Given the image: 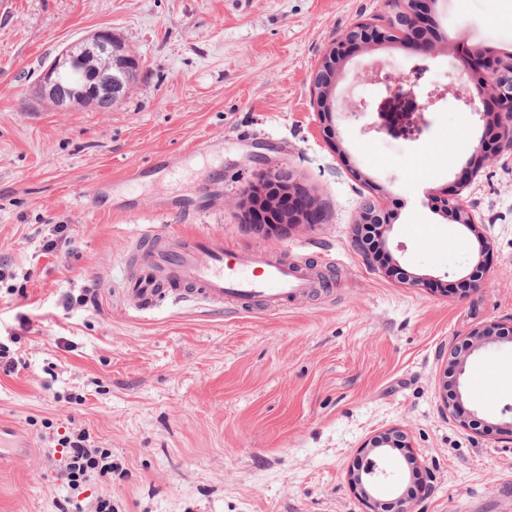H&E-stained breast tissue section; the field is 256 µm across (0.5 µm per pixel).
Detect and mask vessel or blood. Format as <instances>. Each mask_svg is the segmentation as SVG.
<instances>
[{"label": "vessel or blood", "mask_w": 512, "mask_h": 512, "mask_svg": "<svg viewBox=\"0 0 512 512\" xmlns=\"http://www.w3.org/2000/svg\"><path fill=\"white\" fill-rule=\"evenodd\" d=\"M122 293L126 307L153 310L168 299L212 308L259 304L271 312L312 287L309 276L282 255L225 245L223 237L191 233L171 239L153 225Z\"/></svg>", "instance_id": "obj_1"}]
</instances>
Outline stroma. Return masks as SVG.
<instances>
[{
  "label": "stroma",
  "mask_w": 512,
  "mask_h": 512,
  "mask_svg": "<svg viewBox=\"0 0 512 512\" xmlns=\"http://www.w3.org/2000/svg\"><path fill=\"white\" fill-rule=\"evenodd\" d=\"M448 47L395 43L354 55L336 86L339 148L322 132L313 77L359 22L388 25V0H0V336L18 372H0V512H366L349 481L364 445L392 428L381 501L428 474L415 512H503L512 437L465 428L443 407L452 349L475 328L512 320V148L467 174L486 128L466 104L463 54L512 59V0H439ZM111 30L139 66L123 99L62 111L33 95L68 44ZM443 100L428 105L434 88ZM291 172L319 224L266 232L241 221L242 191L265 170ZM396 219L387 248L403 268L369 264L355 241L376 187ZM457 191L477 234L443 219L430 195ZM51 224L69 227L43 253ZM288 251L321 278L281 310L166 302L125 310L120 290L145 225ZM475 288L413 285L473 269ZM93 288L98 307L79 304ZM72 303H65V295ZM466 407L512 405V344L470 356ZM108 449L111 482L58 479L62 432Z\"/></svg>",
  "instance_id": "stroma-1"
}]
</instances>
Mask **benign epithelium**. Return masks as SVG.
<instances>
[{
  "label": "benign epithelium",
  "instance_id": "1",
  "mask_svg": "<svg viewBox=\"0 0 512 512\" xmlns=\"http://www.w3.org/2000/svg\"><path fill=\"white\" fill-rule=\"evenodd\" d=\"M436 3L437 0H390L394 20L388 26L357 23L345 30L322 55L313 78V91L318 114L323 121L322 132L333 147H338L334 126L335 112L339 109L336 85L350 58L359 52L397 42L425 54L434 52L438 43L447 41L433 31L432 5ZM96 57L106 58L108 68L89 66L88 60ZM132 65L121 44L113 38L112 31L101 29L63 48L40 75L34 94L60 109H69L84 102L110 109L123 97ZM465 71L473 89L469 101H482L483 119L495 125L500 143L512 146V90L501 86L500 71L488 68L486 60L478 54L467 56ZM71 72L80 73L74 83L67 78ZM243 196L242 220L246 224L263 225L273 230L292 224H316L320 220L317 206L305 190L293 180L279 177L275 171L267 172L250 183ZM440 211L446 220L476 235L478 262L471 273L456 280V283L469 288L486 268L483 258L487 253V243L476 234L475 217L459 198L442 200ZM393 220L386 191L378 187L360 217V224H390ZM503 329L512 331V322H497L476 330L467 338L465 350L450 353L442 385L443 402L445 409L466 426L480 420L478 413L466 408L463 401L467 359L491 344L511 343V336H499ZM484 425L492 431L512 436V406H504L496 421H486ZM402 443L403 436L398 430L373 438L367 445L368 454L364 455L362 469L350 475L352 486L369 512L381 510V503L374 496L381 477L385 475V470L380 467V453L388 448L397 449Z\"/></svg>",
  "mask_w": 512,
  "mask_h": 512
}]
</instances>
